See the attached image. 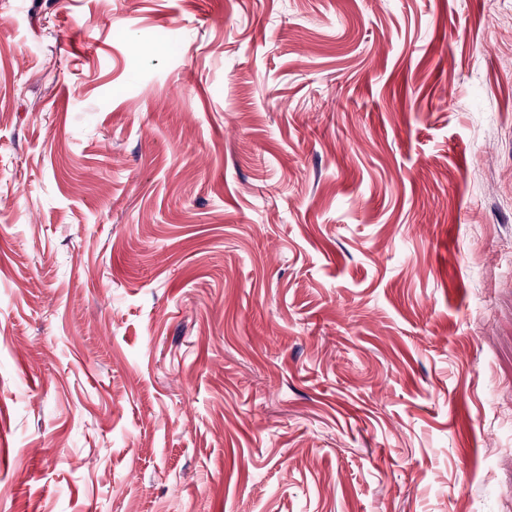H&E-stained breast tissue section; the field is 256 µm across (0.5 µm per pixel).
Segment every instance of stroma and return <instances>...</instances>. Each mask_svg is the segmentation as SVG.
Returning a JSON list of instances; mask_svg holds the SVG:
<instances>
[{
    "instance_id": "35a3bbf8",
    "label": "stroma",
    "mask_w": 512,
    "mask_h": 512,
    "mask_svg": "<svg viewBox=\"0 0 512 512\" xmlns=\"http://www.w3.org/2000/svg\"><path fill=\"white\" fill-rule=\"evenodd\" d=\"M0 512H512V0H0Z\"/></svg>"
}]
</instances>
